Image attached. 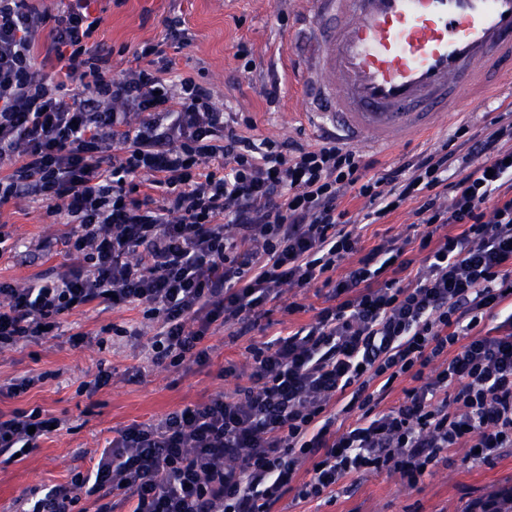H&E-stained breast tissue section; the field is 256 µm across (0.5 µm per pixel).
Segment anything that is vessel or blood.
I'll return each instance as SVG.
<instances>
[{"mask_svg": "<svg viewBox=\"0 0 512 512\" xmlns=\"http://www.w3.org/2000/svg\"><path fill=\"white\" fill-rule=\"evenodd\" d=\"M302 23L308 122L352 147L446 127L512 78V0H314Z\"/></svg>", "mask_w": 512, "mask_h": 512, "instance_id": "obj_1", "label": "vessel or blood"}]
</instances>
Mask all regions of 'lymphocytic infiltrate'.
<instances>
[{"label":"lymphocytic infiltrate","instance_id":"obj_1","mask_svg":"<svg viewBox=\"0 0 512 512\" xmlns=\"http://www.w3.org/2000/svg\"><path fill=\"white\" fill-rule=\"evenodd\" d=\"M95 2L51 15L0 0V205L31 196L71 225L65 271L0 282V351L93 305L138 308L154 365L204 366L214 323L251 324L297 288L327 305L251 346L232 395L118 430L92 469L18 512H91L103 490L127 512H274L291 491L317 500L384 471L413 487L452 449L490 462L511 448L512 122L474 138L460 125L372 176L333 138L251 136L158 45L113 73L88 45ZM350 190L374 224L414 205L421 231L362 250L340 207ZM51 424L0 413V455L38 448Z\"/></svg>","mask_w":512,"mask_h":512}]
</instances>
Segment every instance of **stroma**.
<instances>
[{
	"mask_svg": "<svg viewBox=\"0 0 512 512\" xmlns=\"http://www.w3.org/2000/svg\"><path fill=\"white\" fill-rule=\"evenodd\" d=\"M311 0H98L96 15L101 24L91 43L110 51L113 72L134 65V52L144 44L162 41L167 16L177 14L184 21L191 41L182 48L167 47L176 71L208 82L215 90V104L227 112H240L255 125L254 137L294 139L314 146L301 115L300 70L296 62V39L292 23L305 13ZM246 41L252 48L256 67L243 70L235 46ZM278 80L280 93L268 100L265 90ZM455 125L422 136L398 148L363 151L373 162L374 173L399 166L408 155L440 147L452 136ZM343 206L352 221L361 223L364 247L379 238L415 235L418 220L412 205L401 207L380 224L363 225L367 211L363 198L346 195ZM0 220L17 246L0 258V281L25 285L36 278H50L62 272L70 260L65 253L42 256L39 242L69 232L66 224L55 223L45 207L29 198L0 206ZM304 312L288 314L281 304H270L266 330H252L241 336L215 324L206 337L211 346L208 365L180 368L153 366L147 359L146 338L115 335V327L141 322L140 309L98 312L88 308L63 316L58 336L32 342L0 353V383L27 375L37 383L16 398L0 397V412L16 408H40L44 415L63 420L41 447L21 459L0 461V512H13L20 496H32L44 487L69 479L76 471L89 468L99 458L117 430L141 423L207 400L216 392L232 394L237 380L221 376L225 364L244 368L249 347L285 328L311 322L323 306L313 290L300 291ZM90 334V341L77 344L72 335ZM105 365L112 373L109 386L96 392L85 390ZM512 484V449L493 463L468 460L466 451L449 452L447 464L438 466L416 486L399 476L368 473L351 486L336 487L332 502L300 500L286 495L277 512H465L471 500L498 487Z\"/></svg>",
	"mask_w": 512,
	"mask_h": 512,
	"instance_id": "stroma-1",
	"label": "stroma"
}]
</instances>
